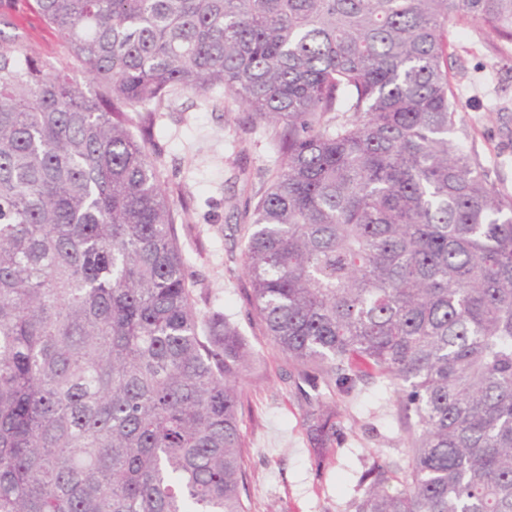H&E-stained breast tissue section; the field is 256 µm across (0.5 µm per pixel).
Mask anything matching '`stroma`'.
<instances>
[{
    "label": "stroma",
    "mask_w": 512,
    "mask_h": 512,
    "mask_svg": "<svg viewBox=\"0 0 512 512\" xmlns=\"http://www.w3.org/2000/svg\"><path fill=\"white\" fill-rule=\"evenodd\" d=\"M15 23V35L42 57L67 61L66 46L37 16L22 7ZM497 43L476 27H448L457 135L489 182L512 195V52L500 54ZM149 151L178 215L175 233L199 309L234 321L253 353L242 382L252 512H351L365 467L376 458H403L407 424L385 382L369 379L352 393L334 394L332 461L316 464L303 422L316 392L298 385L249 304L241 229L245 209L279 166L268 133L234 100L213 108L184 94L156 113Z\"/></svg>",
    "instance_id": "stroma-1"
}]
</instances>
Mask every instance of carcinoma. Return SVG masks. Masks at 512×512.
<instances>
[{
  "label": "carcinoma",
  "instance_id": "obj_1",
  "mask_svg": "<svg viewBox=\"0 0 512 512\" xmlns=\"http://www.w3.org/2000/svg\"><path fill=\"white\" fill-rule=\"evenodd\" d=\"M98 87L0 30V512H251L239 328L197 308L148 144L230 97L281 157L250 305L303 377L409 424L354 512H512V198L456 137L448 22L512 0H27ZM331 461L327 402L303 415Z\"/></svg>",
  "mask_w": 512,
  "mask_h": 512
}]
</instances>
